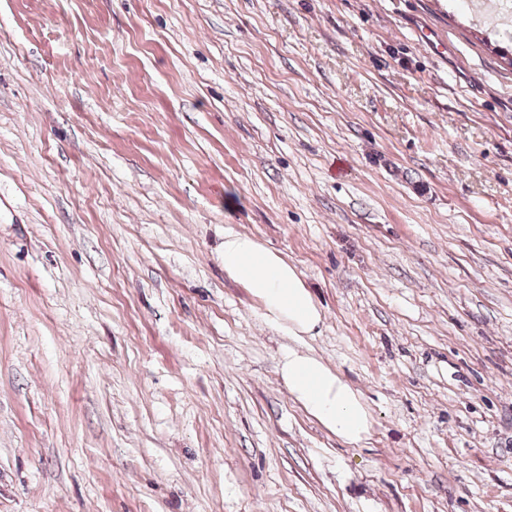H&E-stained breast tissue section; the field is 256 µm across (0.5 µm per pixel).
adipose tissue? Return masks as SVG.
Wrapping results in <instances>:
<instances>
[{
    "label": "adipose tissue",
    "instance_id": "adipose-tissue-1",
    "mask_svg": "<svg viewBox=\"0 0 512 512\" xmlns=\"http://www.w3.org/2000/svg\"><path fill=\"white\" fill-rule=\"evenodd\" d=\"M224 270L261 302L264 318L288 335L311 334L321 323L322 313L296 269L253 237L225 232ZM279 375L293 399L337 438L357 443L369 434L360 392L322 360L289 349Z\"/></svg>",
    "mask_w": 512,
    "mask_h": 512
}]
</instances>
